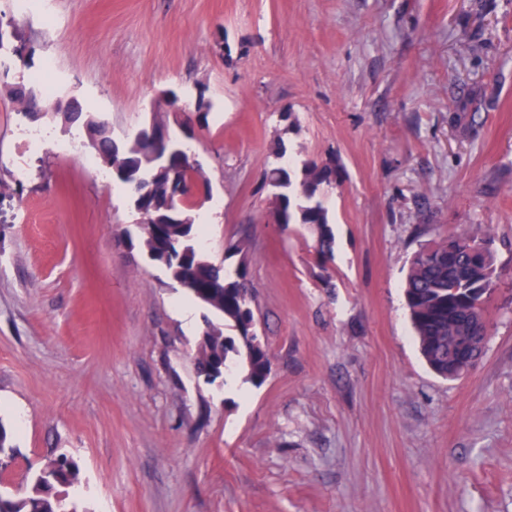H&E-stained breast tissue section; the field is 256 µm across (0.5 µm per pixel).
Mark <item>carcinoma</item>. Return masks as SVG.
Returning a JSON list of instances; mask_svg holds the SVG:
<instances>
[{"label":"carcinoma","mask_w":512,"mask_h":512,"mask_svg":"<svg viewBox=\"0 0 512 512\" xmlns=\"http://www.w3.org/2000/svg\"><path fill=\"white\" fill-rule=\"evenodd\" d=\"M5 25L12 31L5 32ZM9 38L16 41L10 48L12 56L27 64L31 51L23 37L12 23L0 20V52ZM67 120L80 122L98 133L99 160L110 169L122 171L124 176L119 181L130 187L139 181L147 182L161 197L167 191L171 168H180L187 181L201 177L187 153L168 162L154 156L149 146L134 138L113 145L101 116L79 110ZM285 153L283 140H277L273 162L262 174L261 188L268 189L282 225L297 224L314 232L318 253L325 256L332 252L334 237L323 188L339 180L341 167L329 158L305 161L297 169L281 162ZM196 208L197 202L189 200L180 208V222L139 225L140 244L145 253L154 254L159 251V241H166L171 247L167 257L170 273L192 297L210 294L211 302L204 306L223 321L221 325L208 324V336L198 344L195 360L200 373L209 379L219 365L233 364L245 370L249 381L260 385L268 375L269 356L261 341L244 334L245 318L255 317L246 284L244 244L238 241L230 245L240 260L234 271H222L197 244ZM490 241L489 230L475 224L463 233L420 247L410 259L405 289L409 317L423 358L442 378H448V364L456 362V351L451 346L453 337L459 334V323L465 321L473 329L475 341L469 357L479 358L484 353L489 329L486 302L498 285L494 252L481 249V244ZM225 325L234 328L236 335H224ZM17 453L12 430L0 419V457L12 458ZM79 480L80 470L72 459L65 454L51 457L29 475L24 492L0 488V512H89L69 494Z\"/></svg>","instance_id":"obj_1"}]
</instances>
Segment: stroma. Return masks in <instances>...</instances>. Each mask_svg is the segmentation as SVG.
I'll list each match as a JSON object with an SVG mask.
<instances>
[{"label": "stroma", "instance_id": "stroma-1", "mask_svg": "<svg viewBox=\"0 0 512 512\" xmlns=\"http://www.w3.org/2000/svg\"><path fill=\"white\" fill-rule=\"evenodd\" d=\"M0 17L34 51L27 68L0 58L5 486L64 453L95 512H512V0H35L24 15L0 0ZM22 75L117 137L181 134L156 93L204 90L205 254L230 270L228 242L248 244L261 385L198 374L214 313L186 325L128 190L82 126L20 112ZM280 138L341 165L330 256L265 221ZM471 224L489 227L500 281L481 359L446 380L419 352L408 261Z\"/></svg>", "mask_w": 512, "mask_h": 512}]
</instances>
